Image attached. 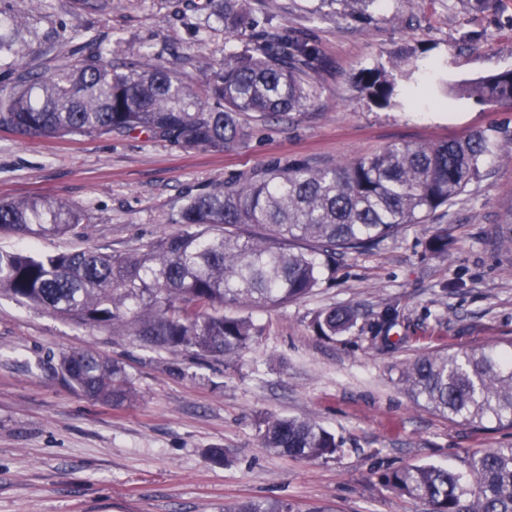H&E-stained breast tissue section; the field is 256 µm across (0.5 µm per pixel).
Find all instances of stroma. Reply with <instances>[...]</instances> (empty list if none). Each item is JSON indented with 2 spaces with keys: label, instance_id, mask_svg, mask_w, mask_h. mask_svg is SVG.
Instances as JSON below:
<instances>
[{
  "label": "stroma",
  "instance_id": "stroma-1",
  "mask_svg": "<svg viewBox=\"0 0 512 512\" xmlns=\"http://www.w3.org/2000/svg\"><path fill=\"white\" fill-rule=\"evenodd\" d=\"M257 17L305 31L324 64L312 107L285 118L243 116L245 147L186 151L131 137L30 138L0 130V199L47 197L83 208L72 233L36 242L0 236V248L34 253L88 248L123 252L172 231L190 196L272 160L336 165L398 142L459 139L500 123L512 108L447 94V86L512 69V0H381L372 20L339 0H250ZM37 20L120 42L155 63L172 46L214 60L222 34L198 43L174 0H112V11L75 19L72 0H14ZM423 64L412 94L380 107L360 95L361 74L409 49ZM512 213V147L468 186L438 223L448 251L429 252V228L338 259L300 301L256 309V344L225 360L156 350L135 337L81 325L0 296V512H224L246 499H283L295 512H425L380 482L384 470L436 464L460 469L468 452L512 444V431L476 426L417 405L398 382L402 365L428 352L512 340V262L486 237ZM389 344L371 326L387 307ZM353 307L347 333L317 335L313 319ZM87 347L124 366L136 390L114 407L83 397L61 375L64 354ZM315 419L343 446L327 460L275 454L262 419ZM224 449L226 460L209 451Z\"/></svg>",
  "mask_w": 512,
  "mask_h": 512
}]
</instances>
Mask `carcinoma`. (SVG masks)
Here are the masks:
<instances>
[{"mask_svg": "<svg viewBox=\"0 0 512 512\" xmlns=\"http://www.w3.org/2000/svg\"><path fill=\"white\" fill-rule=\"evenodd\" d=\"M205 15L195 33L221 24L245 42L219 61L197 58L198 84L172 67L116 58L112 42L72 44L65 28L37 32L13 0H0V130L39 138L143 135L184 150L243 146L241 116L279 117L311 106L310 73L321 62L315 39L252 16L249 0H188ZM74 13L105 14L112 0H74ZM68 49L74 63L52 73L22 66L24 55ZM418 57L361 75L360 94L380 107L399 96ZM481 102L512 105V70L450 88ZM512 146V129L493 127L465 139L398 143L336 166L305 159L273 162L244 180L190 197L171 223L178 229L123 253L92 248L34 255L0 249V294L49 309L76 323L127 333L151 348L232 358L249 350L260 328L228 307L268 308L308 296L336 257L394 240L427 224L478 181L491 157ZM83 209L46 198L0 199V234L40 240L64 235ZM448 251V230L433 226L425 243ZM358 314L333 308L315 317L322 336L356 326ZM64 378L90 400L119 406L135 396L121 365L93 349L63 355ZM398 382L413 401L465 422L512 429V352L499 346L426 353L407 361ZM263 447L294 458L336 454L341 441L319 423L281 416L264 420ZM389 490L425 503L427 512H512V446L467 455L465 470L423 465L382 477ZM224 512H294L280 500L248 499Z\"/></svg>", "mask_w": 512, "mask_h": 512, "instance_id": "obj_1", "label": "carcinoma"}]
</instances>
